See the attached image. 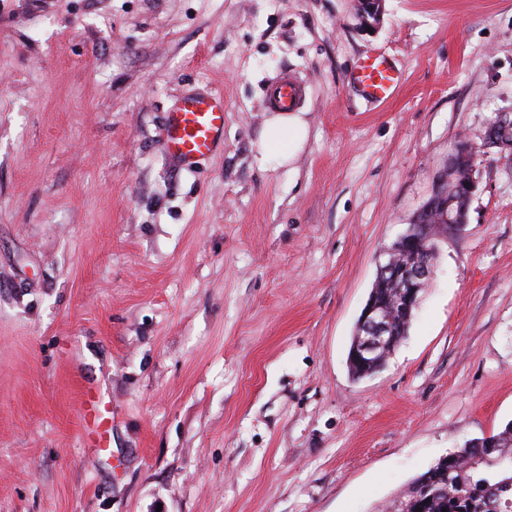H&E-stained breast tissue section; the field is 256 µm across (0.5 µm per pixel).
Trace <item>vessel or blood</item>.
<instances>
[{"instance_id": "obj_1", "label": "vessel or blood", "mask_w": 512, "mask_h": 512, "mask_svg": "<svg viewBox=\"0 0 512 512\" xmlns=\"http://www.w3.org/2000/svg\"><path fill=\"white\" fill-rule=\"evenodd\" d=\"M363 97L370 101L388 100L402 80V73L382 56H370L357 64L350 75ZM299 82L283 78L273 89L274 110L297 103ZM224 146V95L219 91L195 92L176 99L166 114L164 148L181 168L194 170L215 156ZM83 429L92 446H100L112 412L100 392L85 391L81 403Z\"/></svg>"}]
</instances>
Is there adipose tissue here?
<instances>
[{
    "instance_id": "obj_1",
    "label": "adipose tissue",
    "mask_w": 512,
    "mask_h": 512,
    "mask_svg": "<svg viewBox=\"0 0 512 512\" xmlns=\"http://www.w3.org/2000/svg\"><path fill=\"white\" fill-rule=\"evenodd\" d=\"M308 136L309 126L302 113L276 112L267 118L257 150L262 159L288 165L302 150Z\"/></svg>"
}]
</instances>
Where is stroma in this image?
<instances>
[{
  "label": "stroma",
  "mask_w": 512,
  "mask_h": 512,
  "mask_svg": "<svg viewBox=\"0 0 512 512\" xmlns=\"http://www.w3.org/2000/svg\"><path fill=\"white\" fill-rule=\"evenodd\" d=\"M0 0V512H386L512 423V163L477 161L407 338L347 353L459 136L512 113V0ZM382 54L383 103L349 81ZM289 75L310 135L260 161ZM224 95V150L163 149ZM112 410L102 447L80 392ZM384 0H359L358 19L365 28L375 27L383 13ZM301 97V86L292 77L283 78L273 89L271 106L275 111H282L283 107L295 104ZM223 147L222 92H195L172 103L166 114L164 148L175 163L192 171Z\"/></svg>",
  "instance_id": "stroma-1"
}]
</instances>
